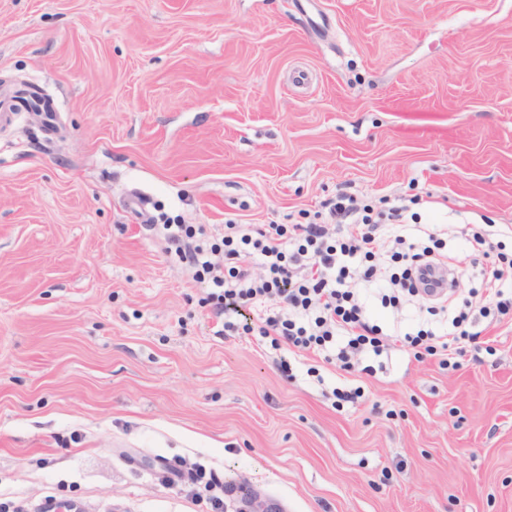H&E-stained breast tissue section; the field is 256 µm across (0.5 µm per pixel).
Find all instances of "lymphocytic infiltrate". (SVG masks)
Instances as JSON below:
<instances>
[{"label": "lymphocytic infiltrate", "instance_id": "1", "mask_svg": "<svg viewBox=\"0 0 512 512\" xmlns=\"http://www.w3.org/2000/svg\"><path fill=\"white\" fill-rule=\"evenodd\" d=\"M328 215L308 224H235L224 227L221 243L203 247L189 243L180 224L168 227V237L182 263L201 268L213 290L217 314L225 315V330L269 340L273 349L288 345L296 351L345 345L336 354L343 367L353 357L381 352L388 335L371 320L362 297L375 291L382 306L396 305L401 294L418 296L422 269L443 261L436 229L405 224L397 210L373 218L369 205L347 193L328 202ZM403 262L401 274L381 275L377 259ZM465 310L452 317L446 340L432 330L405 333L403 344L435 354L468 338L461 324L468 313L512 312V263H499L488 272L484 296L465 301ZM255 311L253 323L236 325L233 314Z\"/></svg>", "mask_w": 512, "mask_h": 512}]
</instances>
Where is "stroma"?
Listing matches in <instances>:
<instances>
[{
    "label": "stroma",
    "mask_w": 512,
    "mask_h": 512,
    "mask_svg": "<svg viewBox=\"0 0 512 512\" xmlns=\"http://www.w3.org/2000/svg\"><path fill=\"white\" fill-rule=\"evenodd\" d=\"M0 503L210 512L177 466L281 512H512V319L414 358L416 307L345 371L224 331L166 225L220 241L336 193L512 254V0H0ZM148 201L140 223L127 203Z\"/></svg>",
    "instance_id": "1"
}]
</instances>
